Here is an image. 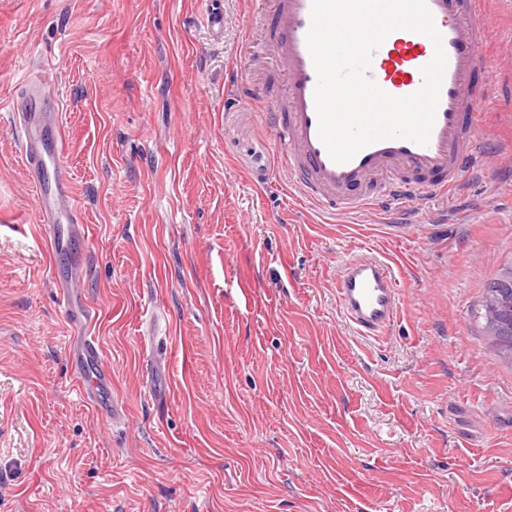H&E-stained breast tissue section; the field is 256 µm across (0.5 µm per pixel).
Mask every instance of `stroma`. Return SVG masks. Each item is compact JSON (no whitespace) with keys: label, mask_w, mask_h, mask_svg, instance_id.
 Listing matches in <instances>:
<instances>
[{"label":"stroma","mask_w":512,"mask_h":512,"mask_svg":"<svg viewBox=\"0 0 512 512\" xmlns=\"http://www.w3.org/2000/svg\"><path fill=\"white\" fill-rule=\"evenodd\" d=\"M224 0H0V512H512V365L483 330L512 262V0L475 86L480 149L449 210L321 215L287 190L263 113L282 90L249 8ZM53 68L89 227L93 332L129 425L102 427L67 362L51 251L8 122ZM372 248L400 281L385 340L331 282ZM202 23L215 39L224 38V0H207Z\"/></svg>","instance_id":"1"}]
</instances>
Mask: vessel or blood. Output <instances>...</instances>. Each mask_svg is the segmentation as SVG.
Returning a JSON list of instances; mask_svg holds the SVG:
<instances>
[{"label":"vessel or blood","instance_id":"obj_1","mask_svg":"<svg viewBox=\"0 0 512 512\" xmlns=\"http://www.w3.org/2000/svg\"><path fill=\"white\" fill-rule=\"evenodd\" d=\"M311 4L312 0H273L267 48L282 65L283 90L269 101L263 87L237 86L238 102L260 107L276 135L285 183L300 201L330 216L382 214L399 207L413 211L433 194L456 189L479 158L478 116L484 98L474 90L473 76L485 62L483 47L490 36L481 19L484 0H427L441 45L408 30L387 36L372 56L369 75L396 97L419 90L422 67L433 59L436 47L445 51L429 141L420 145L406 139L382 140L345 163L332 160L318 134L317 73L307 46ZM202 22L213 38H223L224 0H206ZM54 85V70L41 69L13 96L9 115L35 188L38 221L49 229V275L72 330L67 344L71 370L82 398L102 424L112 426L126 422L127 414L112 396V369L91 331L98 310L84 293L89 229L73 193L74 172L64 160L66 141L52 103ZM334 288L338 311L357 334L380 336L397 322L399 280L392 266L372 252L347 256Z\"/></svg>","mask_w":512,"mask_h":512}]
</instances>
